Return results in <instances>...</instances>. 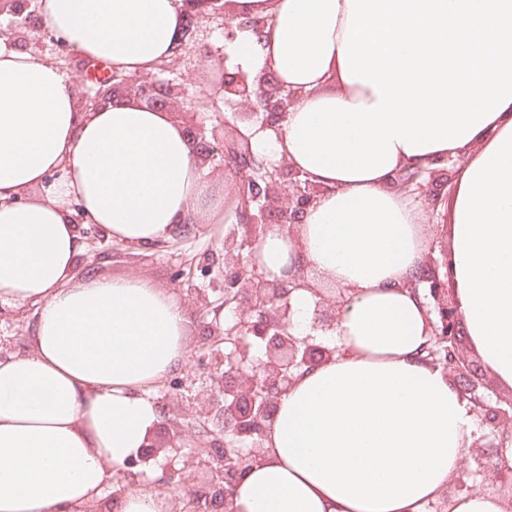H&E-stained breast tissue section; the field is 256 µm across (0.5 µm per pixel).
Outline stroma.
<instances>
[{"label": "stroma", "mask_w": 512, "mask_h": 512, "mask_svg": "<svg viewBox=\"0 0 512 512\" xmlns=\"http://www.w3.org/2000/svg\"><path fill=\"white\" fill-rule=\"evenodd\" d=\"M8 40L18 41L39 59L60 65L72 78L80 105H88L90 80L85 65L66 52L37 19L18 18L11 0H0V31ZM224 58V17L212 15L202 22L192 36V45L178 51L150 73L158 83L181 85L186 92L210 90L207 110L191 115L186 103H178L180 119H201L206 127L216 129L225 146L236 141L232 112L215 96L222 77ZM214 189L224 196V221L220 224H185L164 246L134 248L109 240L96 226H89L84 236L85 250L78 258V273L92 272L106 277L135 274L153 284L174 291L183 301L189 319V355L152 390V399L162 410V420L154 438L165 443L168 430L180 431L181 449L168 457L164 478L155 486L159 494L169 496L175 512H217L205 506L201 493L211 477L216 461L212 449L224 442V417L213 406L211 371L205 363L209 352L206 337L211 323L224 314V256L222 244L230 227L240 224L238 171L215 159ZM34 306L27 305L0 314V354L26 352L31 343L30 328L35 319Z\"/></svg>", "instance_id": "obj_1"}]
</instances>
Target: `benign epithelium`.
<instances>
[{"label":"benign epithelium","mask_w":512,"mask_h":512,"mask_svg":"<svg viewBox=\"0 0 512 512\" xmlns=\"http://www.w3.org/2000/svg\"><path fill=\"white\" fill-rule=\"evenodd\" d=\"M267 21L249 18L239 23L225 19L224 38L232 40L236 31L243 28L262 29ZM165 91L166 99L177 102L182 94L172 84L162 86L140 78H126L114 89L112 98L133 97L150 105L158 91ZM224 102L235 105L246 104V110L237 113L239 120L247 125L272 126V119L284 118L296 95L280 84L270 83L260 76L253 83L237 72L224 70V77L216 91ZM193 151L203 164L213 161L217 151L213 147L202 148L206 143L205 129L199 124L187 126ZM240 147L228 155L240 179V198L245 222L224 236V306L235 304L232 320L240 336H249L260 345L256 351L245 346L243 341L224 339V349L212 350L208 358L215 371L213 397L221 403L224 414V448L222 464L211 477L203 499L219 498L224 512H231V500L235 488L242 478L258 462V448L265 433L275 419L278 400L286 393L295 375L303 369H312L329 359L335 350L317 341V337L295 336L291 332V293L305 282L304 268L296 269L286 278L269 279L260 270L258 244L260 238L273 228L286 229L297 223L299 214L321 192L302 172L291 165L272 166L263 163L253 166V148L250 137L239 133ZM426 183L420 187V199L433 203L447 193L448 173L444 170L426 171ZM420 281L428 284L432 299L428 313L431 330L435 335L457 336L462 317L455 303L448 301V275H439L433 270L422 275ZM312 313V329L330 331L336 326V302L316 293ZM455 372L471 378L468 389L482 405L483 421L492 429L512 426V397L497 398L496 403L485 401L479 389L485 387L480 366L475 364L464 350L454 351ZM492 445L478 442L471 446L475 469L472 474L483 477L482 486L508 488L512 496V478L506 471L492 468L485 463Z\"/></svg>","instance_id":"7a95c632"}]
</instances>
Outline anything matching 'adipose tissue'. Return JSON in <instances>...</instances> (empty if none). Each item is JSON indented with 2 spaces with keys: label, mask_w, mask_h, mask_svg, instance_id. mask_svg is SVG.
<instances>
[{
  "label": "adipose tissue",
  "mask_w": 512,
  "mask_h": 512,
  "mask_svg": "<svg viewBox=\"0 0 512 512\" xmlns=\"http://www.w3.org/2000/svg\"><path fill=\"white\" fill-rule=\"evenodd\" d=\"M263 35L228 42L227 64L298 97L255 150L321 192L291 230L259 243L273 277L304 267L292 332H309L313 287L344 296L333 355L278 405L234 512H424L477 431L442 368L422 360L427 308L406 283L429 238L391 181L458 159L448 267L468 344L512 390V0H223ZM69 53L126 75L168 60L183 0H38ZM224 198L166 107H81L71 78L0 38V310L32 305L31 347L0 357V512H172L143 488L104 497L162 418L149 395L189 354L188 317L138 276H80L78 223L136 247Z\"/></svg>",
  "instance_id": "1"
}]
</instances>
